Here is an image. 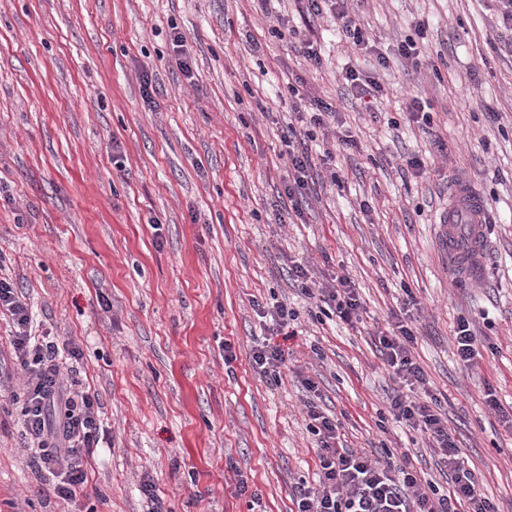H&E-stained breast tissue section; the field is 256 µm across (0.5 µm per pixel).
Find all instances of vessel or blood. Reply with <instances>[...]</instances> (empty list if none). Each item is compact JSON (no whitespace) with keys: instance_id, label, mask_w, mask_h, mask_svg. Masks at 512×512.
Here are the masks:
<instances>
[{"instance_id":"b4317fda","label":"vessel or blood","mask_w":512,"mask_h":512,"mask_svg":"<svg viewBox=\"0 0 512 512\" xmlns=\"http://www.w3.org/2000/svg\"><path fill=\"white\" fill-rule=\"evenodd\" d=\"M442 221L448 226L449 257L463 261L468 276L478 279L484 250L482 226L488 221L483 199L467 183L457 184Z\"/></svg>"}]
</instances>
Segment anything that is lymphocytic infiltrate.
<instances>
[{"label":"lymphocytic infiltrate","instance_id":"1","mask_svg":"<svg viewBox=\"0 0 512 512\" xmlns=\"http://www.w3.org/2000/svg\"><path fill=\"white\" fill-rule=\"evenodd\" d=\"M306 2L308 12L315 15L331 10L354 52L374 53L375 43L357 21L350 0ZM289 275L304 295L315 300L320 314L349 325L362 321L364 307L347 277L324 283L301 264L293 265ZM0 317L10 323V355L22 373L10 397L25 445L36 465L53 476V495L64 501L76 500L88 486L89 460L108 440L94 393L86 386L66 384L61 372L65 360L82 359V347L47 332L34 333L26 295L2 278ZM412 323L408 310H401L390 329L378 338L382 359L398 384L388 399V413L394 422L427 435L451 476L447 489L425 487L409 464L392 462L390 451L375 456L345 447L338 420L309 400L305 403L307 429L317 439L319 475L316 485L298 482L296 512H496L467 467L458 442L449 434L447 420L416 395L427 378L414 354Z\"/></svg>","mask_w":512,"mask_h":512}]
</instances>
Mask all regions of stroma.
<instances>
[{
	"mask_svg": "<svg viewBox=\"0 0 512 512\" xmlns=\"http://www.w3.org/2000/svg\"><path fill=\"white\" fill-rule=\"evenodd\" d=\"M352 8L386 68L352 56L333 15L309 18L301 0H0V276L41 330L81 343L72 376L97 394L112 439L87 466L89 496L66 502L0 407V512H295V485L319 467L306 378L346 447L408 452L447 489L427 439L387 417L394 382L375 342L409 295L428 389L482 492L512 512V431L484 399L490 388L512 406V31L494 0ZM420 26L415 65L397 46ZM348 65L377 70L382 112L348 94ZM411 93L429 127L408 123ZM313 97L358 144L315 131L296 216L282 137L304 131ZM413 155L428 159L424 173ZM460 181L493 218L476 280L442 249ZM299 261L350 277L362 324L312 319L288 277ZM257 301L295 310L294 335L268 334ZM461 317L481 349L469 370L453 355ZM263 339L289 354L273 384L252 367Z\"/></svg>",
	"mask_w": 512,
	"mask_h": 512,
	"instance_id": "obj_1",
	"label": "stroma"
}]
</instances>
